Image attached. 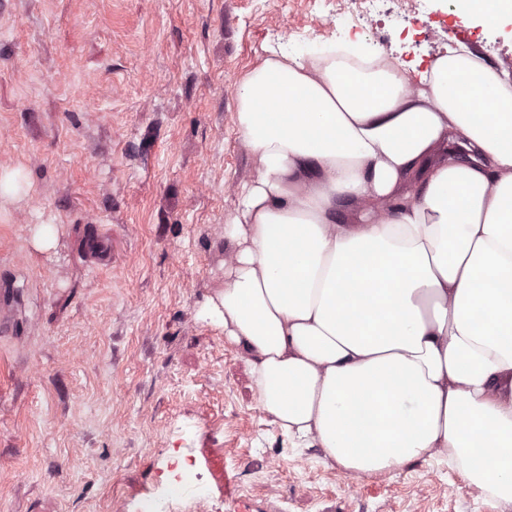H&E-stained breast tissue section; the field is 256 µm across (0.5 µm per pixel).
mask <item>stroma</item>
I'll return each mask as SVG.
<instances>
[{"label":"stroma","instance_id":"1","mask_svg":"<svg viewBox=\"0 0 512 512\" xmlns=\"http://www.w3.org/2000/svg\"><path fill=\"white\" fill-rule=\"evenodd\" d=\"M333 0H0V512H118L189 450L208 512H512L444 461L354 479L292 448L199 307L224 280V224L256 175L242 78L321 29ZM421 69L449 30L493 64L512 22L426 0ZM56 243L35 248L44 227Z\"/></svg>","mask_w":512,"mask_h":512}]
</instances>
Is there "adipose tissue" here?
<instances>
[{
    "instance_id": "adipose-tissue-1",
    "label": "adipose tissue",
    "mask_w": 512,
    "mask_h": 512,
    "mask_svg": "<svg viewBox=\"0 0 512 512\" xmlns=\"http://www.w3.org/2000/svg\"><path fill=\"white\" fill-rule=\"evenodd\" d=\"M366 56L274 50L240 82L257 175L200 316L291 447L357 479L442 457L512 504V74L459 41Z\"/></svg>"
}]
</instances>
